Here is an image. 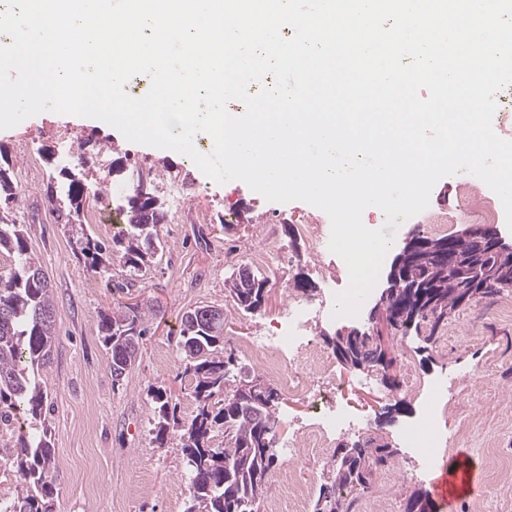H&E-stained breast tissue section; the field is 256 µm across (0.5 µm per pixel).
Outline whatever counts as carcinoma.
<instances>
[{
    "label": "carcinoma",
    "mask_w": 512,
    "mask_h": 512,
    "mask_svg": "<svg viewBox=\"0 0 512 512\" xmlns=\"http://www.w3.org/2000/svg\"><path fill=\"white\" fill-rule=\"evenodd\" d=\"M105 179L61 175L56 189H47L55 210L65 213L71 225L72 249L89 260L96 271L105 266L111 254L120 260L129 276L138 277L162 248L158 225L165 220L163 203L152 195L145 201L131 196L116 206L122 226L107 245L84 233L83 196L102 199ZM8 169L0 166V201H18ZM153 206V221L144 220L142 210ZM448 246V237H421V243L405 257L406 267L416 287L395 297L389 307L398 318L397 333L405 336L420 325L428 326L424 342L434 344L436 332L448 315L466 307L469 300L512 288V261L501 263L494 255L471 259L466 269L448 270L435 259L433 247ZM0 250L14 256V267L0 277V425L12 426L23 415H42L48 402L47 386L37 375L47 371L54 359L56 306L50 282L40 261L28 244L24 224L8 223L0 217ZM246 285L230 276L225 285L243 316L260 311L265 302L266 279L253 275ZM207 306L187 311L181 320L179 341L185 372L195 381L193 389L197 413L183 425L170 413L166 392H152L158 421L155 440L164 442L168 433L180 432L190 485L189 506L185 512H259L268 488L269 476L277 459L272 441L278 423L279 393L270 384L254 393L244 390L233 374V354L224 351V318L203 322L199 313ZM153 308L139 303L99 316L98 329L111 352L112 379L118 381L135 362L144 327ZM216 428L224 429V446L212 443ZM51 431H20L15 441L0 448L5 460L20 477L15 493L0 499V512H51L57 474ZM395 451L370 436L350 447L337 449L328 464L326 482L319 489L315 512H349L346 495L371 488L373 476L394 463ZM406 512H433L432 501L423 490L412 492Z\"/></svg>",
    "instance_id": "obj_1"
}]
</instances>
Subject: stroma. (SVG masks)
I'll list each match as a JSON object with an SVG mask.
<instances>
[{
	"mask_svg": "<svg viewBox=\"0 0 512 512\" xmlns=\"http://www.w3.org/2000/svg\"><path fill=\"white\" fill-rule=\"evenodd\" d=\"M85 157L94 170L123 165L122 175L109 178V201L123 200L136 181L164 204L159 227L163 251L155 255L145 276L129 282L119 258L99 272L88 271L74 253L68 227L49 203L46 189L52 169L50 154ZM0 164L17 177L18 202L9 212L27 225L30 245L50 281L56 304L59 345L46 379L50 409L42 419L26 418L23 426L51 427L58 481L52 512H184L189 482L181 441L168 435L154 439V390L165 391L179 420L196 410L194 382L185 374L179 348L181 318L201 304L223 308L224 334L237 341L276 332L299 293L295 281L309 283L306 297L320 299L327 282L348 285V274L334 253L315 252L302 237L305 224H329L328 215L302 201L266 200L244 182L218 184L185 155L127 141L115 128L66 114L44 112L17 126L0 130ZM482 197L501 208L499 197L473 175L444 177L433 187L429 206L397 227L392 249L412 233L434 235V221L445 234L465 226L483 225L480 210L464 206L465 194ZM266 251L271 264L266 302L249 316L240 315L228 298L224 282L252 252ZM151 303L148 323L134 365L113 380L110 355L97 329L99 315L125 305ZM512 289L470 303L452 314L437 333L432 350L422 352L409 338L391 337V371L331 366L341 385V402L364 422L362 431L337 435L335 446L352 445L364 435L389 444L393 467L374 476L370 491L351 493V512H404L411 493L430 488L431 475L408 459L399 443L400 429L423 411L434 379L448 382L442 402L441 440L436 445L442 464L471 462L470 493L453 505L436 503L435 512H512ZM411 355L417 387H407L401 362ZM395 386H388V379ZM308 402L281 395L275 447L279 455L296 450L291 482L305 485L309 495L302 510L288 499L287 485L271 476L264 505L279 512H313L333 449L313 454L300 428L310 417Z\"/></svg>",
	"mask_w": 512,
	"mask_h": 512,
	"instance_id": "stroma-1",
	"label": "stroma"
}]
</instances>
